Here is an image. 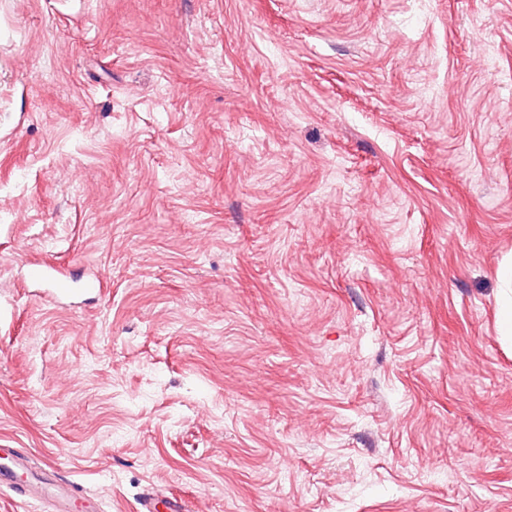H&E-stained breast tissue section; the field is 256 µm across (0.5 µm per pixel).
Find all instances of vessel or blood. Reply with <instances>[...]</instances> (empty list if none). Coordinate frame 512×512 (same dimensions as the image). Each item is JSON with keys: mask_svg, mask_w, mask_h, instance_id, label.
<instances>
[{"mask_svg": "<svg viewBox=\"0 0 512 512\" xmlns=\"http://www.w3.org/2000/svg\"><path fill=\"white\" fill-rule=\"evenodd\" d=\"M0 492L10 490L25 499L48 498L51 512H99V503L78 495L74 484L60 479L48 467L36 469L28 453L13 448L0 450Z\"/></svg>", "mask_w": 512, "mask_h": 512, "instance_id": "vessel-or-blood-1", "label": "vessel or blood"}]
</instances>
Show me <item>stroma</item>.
I'll list each match as a JSON object with an SVG mask.
<instances>
[{"instance_id":"stroma-1","label":"stroma","mask_w":512,"mask_h":512,"mask_svg":"<svg viewBox=\"0 0 512 512\" xmlns=\"http://www.w3.org/2000/svg\"><path fill=\"white\" fill-rule=\"evenodd\" d=\"M509 263L512 0H0V448L103 512H512Z\"/></svg>"}]
</instances>
